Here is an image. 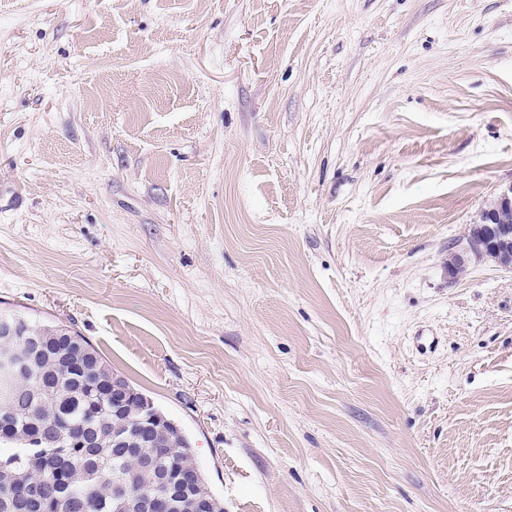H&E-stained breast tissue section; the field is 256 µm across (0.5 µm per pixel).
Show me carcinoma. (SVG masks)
<instances>
[{
  "label": "carcinoma",
  "instance_id": "obj_1",
  "mask_svg": "<svg viewBox=\"0 0 512 512\" xmlns=\"http://www.w3.org/2000/svg\"><path fill=\"white\" fill-rule=\"evenodd\" d=\"M15 351L0 361L9 394L0 418L27 432L0 436V512H179L187 501L201 512H224L199 472L189 439L184 447H112V401L100 389L112 368L85 338L17 311H0ZM184 477L178 494L164 482Z\"/></svg>",
  "mask_w": 512,
  "mask_h": 512
}]
</instances>
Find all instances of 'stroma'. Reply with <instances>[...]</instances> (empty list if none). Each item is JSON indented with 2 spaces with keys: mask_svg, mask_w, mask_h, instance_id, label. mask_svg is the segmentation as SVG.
<instances>
[{
  "mask_svg": "<svg viewBox=\"0 0 512 512\" xmlns=\"http://www.w3.org/2000/svg\"><path fill=\"white\" fill-rule=\"evenodd\" d=\"M511 185L512 0H0V308L224 512H512ZM466 251L511 268L512 186L503 191L484 212L482 224H473L468 229Z\"/></svg>",
  "mask_w": 512,
  "mask_h": 512,
  "instance_id": "1",
  "label": "stroma"
}]
</instances>
